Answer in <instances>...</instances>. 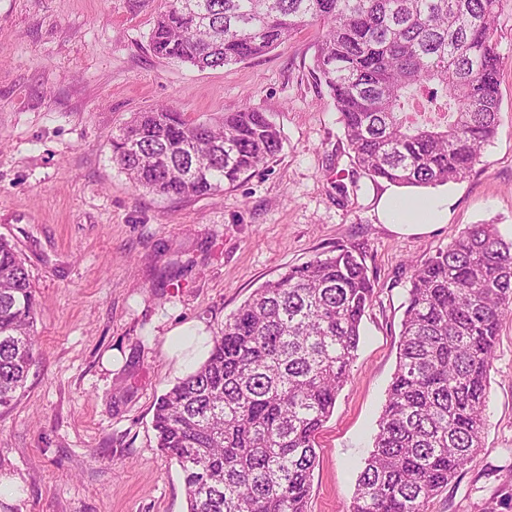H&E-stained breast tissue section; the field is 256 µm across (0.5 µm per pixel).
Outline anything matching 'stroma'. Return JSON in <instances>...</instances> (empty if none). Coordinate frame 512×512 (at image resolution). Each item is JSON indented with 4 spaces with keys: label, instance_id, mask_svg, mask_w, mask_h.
I'll return each instance as SVG.
<instances>
[{
    "label": "stroma",
    "instance_id": "stroma-1",
    "mask_svg": "<svg viewBox=\"0 0 512 512\" xmlns=\"http://www.w3.org/2000/svg\"><path fill=\"white\" fill-rule=\"evenodd\" d=\"M168 0H0V237L39 302L24 392L0 407V512H186L179 466L156 446L158 397L187 370L168 334L218 336L264 281L340 244L376 279L361 342L316 436L307 512H347L395 372L413 262L471 224L512 240V0L495 38L499 128L448 184V221L419 235L379 216L386 183L354 173L339 114L309 67L322 29L199 70L162 59L149 33ZM191 120L252 107L283 148L255 176L202 197L135 188L109 137L133 113ZM356 183L340 197L337 184ZM482 445L426 512H482L512 473V316L489 370Z\"/></svg>",
    "mask_w": 512,
    "mask_h": 512
}]
</instances>
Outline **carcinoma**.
<instances>
[{
	"instance_id": "1",
	"label": "carcinoma",
	"mask_w": 512,
	"mask_h": 512,
	"mask_svg": "<svg viewBox=\"0 0 512 512\" xmlns=\"http://www.w3.org/2000/svg\"><path fill=\"white\" fill-rule=\"evenodd\" d=\"M500 0H169L149 45L198 69L261 56L322 26L309 74L332 98L352 162L373 182L459 181L497 135ZM430 112L439 119L421 122ZM130 182L213 195L282 150L266 113L194 122L162 106L109 140ZM375 281L360 245L290 266L225 322L207 359L161 395L157 447L179 465L187 512H307L315 436L360 343ZM37 299L0 237V407L24 388ZM512 315V240L473 224L414 266L396 369L348 512H426L481 447L499 325Z\"/></svg>"
}]
</instances>
